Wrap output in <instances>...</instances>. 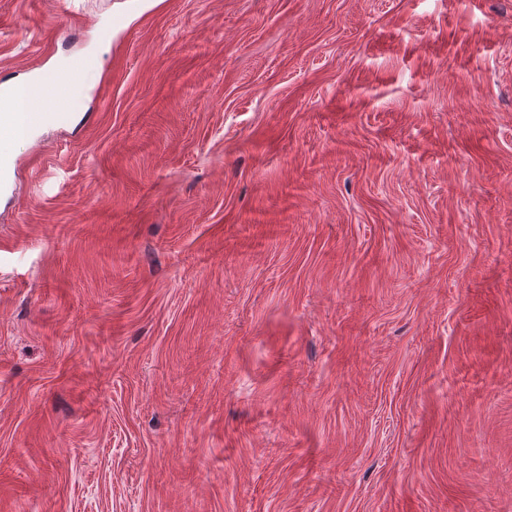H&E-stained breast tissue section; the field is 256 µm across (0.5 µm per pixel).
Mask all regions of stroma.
Wrapping results in <instances>:
<instances>
[{
  "label": "stroma",
  "instance_id": "1",
  "mask_svg": "<svg viewBox=\"0 0 512 512\" xmlns=\"http://www.w3.org/2000/svg\"><path fill=\"white\" fill-rule=\"evenodd\" d=\"M75 55L0 512H512V0H0V85Z\"/></svg>",
  "mask_w": 512,
  "mask_h": 512
}]
</instances>
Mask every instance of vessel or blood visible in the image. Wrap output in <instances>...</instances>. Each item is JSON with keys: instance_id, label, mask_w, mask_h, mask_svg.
Segmentation results:
<instances>
[{"instance_id": "b4317fda", "label": "vessel or blood", "mask_w": 512, "mask_h": 512, "mask_svg": "<svg viewBox=\"0 0 512 512\" xmlns=\"http://www.w3.org/2000/svg\"><path fill=\"white\" fill-rule=\"evenodd\" d=\"M85 67L84 58H73L66 71L54 83L34 87L25 100L24 111L0 113V190L6 191L11 187L8 145L14 134L20 133L24 127L32 128L51 121L54 112L69 108L72 88L79 81Z\"/></svg>"}]
</instances>
